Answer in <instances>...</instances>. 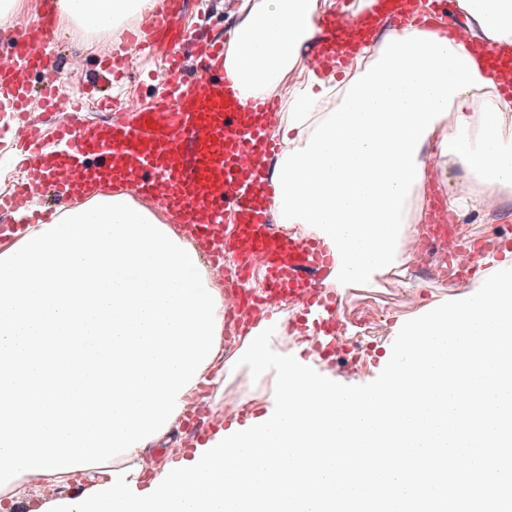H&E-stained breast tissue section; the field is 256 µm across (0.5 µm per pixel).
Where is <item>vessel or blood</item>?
I'll return each mask as SVG.
<instances>
[{"label": "vessel or blood", "instance_id": "vessel-or-blood-1", "mask_svg": "<svg viewBox=\"0 0 512 512\" xmlns=\"http://www.w3.org/2000/svg\"><path fill=\"white\" fill-rule=\"evenodd\" d=\"M182 0H158L150 17L130 31L119 53L101 68L99 91L108 95L112 83L127 68L129 55L165 57L167 90L150 107L126 102L122 113L105 128L88 125L76 97L57 86L42 88L60 138L68 147L65 161L49 162L39 138L38 123L27 112L30 69L55 68L52 49L59 35L47 15L17 22L18 33L9 55L0 56V108L20 113L12 138L26 162L43 167L45 178H24L9 195L0 196V212L28 209L47 192L78 198L89 169L111 172L112 182L143 202L159 201L175 223L189 226L196 245L215 264L233 254L235 274L247 278L260 268L265 292L238 293L230 317L235 324H252L271 296L286 293L304 307L322 308L317 325L322 345H336L334 297L323 295L320 276L333 262L321 242L282 236L272 217L275 194L263 160L278 154L266 125L279 116L273 98L241 99L234 76L224 66L225 44L188 34L177 23ZM373 11L384 12L399 26L413 22L414 8L394 0H374ZM368 16L355 19L323 17L309 54L315 72L342 67L367 29ZM193 52L196 73L183 70L186 52Z\"/></svg>", "mask_w": 512, "mask_h": 512}]
</instances>
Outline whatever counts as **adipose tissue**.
Returning a JSON list of instances; mask_svg holds the SVG:
<instances>
[{"mask_svg": "<svg viewBox=\"0 0 512 512\" xmlns=\"http://www.w3.org/2000/svg\"><path fill=\"white\" fill-rule=\"evenodd\" d=\"M150 0H55L59 25L117 29ZM466 40L408 27L367 40L342 79L305 61L331 0H243L224 64L244 98L300 75L276 131L277 223L336 254L343 290L400 268L423 219L427 148L460 167V213L512 197V72L487 75L484 44L512 52V0H458ZM85 205L0 251V512L22 482H111L141 463L203 386L224 377V294L197 250L151 209L85 183Z\"/></svg>", "mask_w": 512, "mask_h": 512, "instance_id": "adipose-tissue-1", "label": "adipose tissue"}]
</instances>
